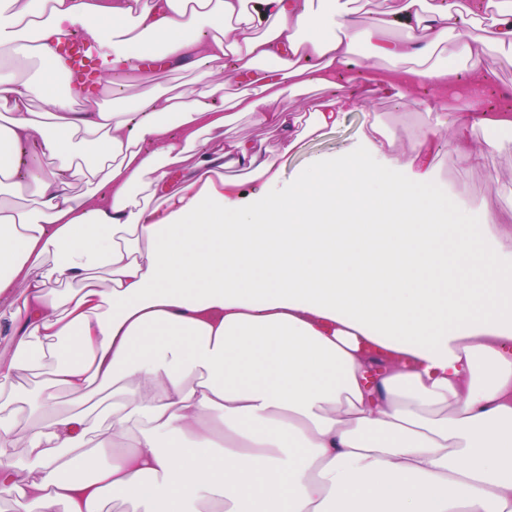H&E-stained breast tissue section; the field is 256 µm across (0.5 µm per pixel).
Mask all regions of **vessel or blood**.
I'll list each match as a JSON object with an SVG mask.
<instances>
[{
    "instance_id": "obj_1",
    "label": "vessel or blood",
    "mask_w": 512,
    "mask_h": 512,
    "mask_svg": "<svg viewBox=\"0 0 512 512\" xmlns=\"http://www.w3.org/2000/svg\"><path fill=\"white\" fill-rule=\"evenodd\" d=\"M53 47V59L69 86L99 89L103 71L112 64L111 57L70 29L55 36Z\"/></svg>"
}]
</instances>
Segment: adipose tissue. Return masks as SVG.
I'll return each instance as SVG.
<instances>
[{"instance_id":"1","label":"adipose tissue","mask_w":512,"mask_h":512,"mask_svg":"<svg viewBox=\"0 0 512 512\" xmlns=\"http://www.w3.org/2000/svg\"><path fill=\"white\" fill-rule=\"evenodd\" d=\"M369 4L0 0V296L20 312L0 389L45 372L29 426L0 415L12 512H512V227L488 206L458 223L427 166L442 139L466 168L512 148L472 141L512 128L476 106L512 67V7L486 25L462 0H402L397 37L363 25ZM65 27L205 89L76 109L54 86ZM362 42L431 115L418 153L372 137L281 187V159L352 103L339 77ZM308 90L329 96L306 123L270 111ZM243 116L276 148L209 149ZM93 380L110 425L59 406ZM66 457L88 478H63Z\"/></svg>"}]
</instances>
